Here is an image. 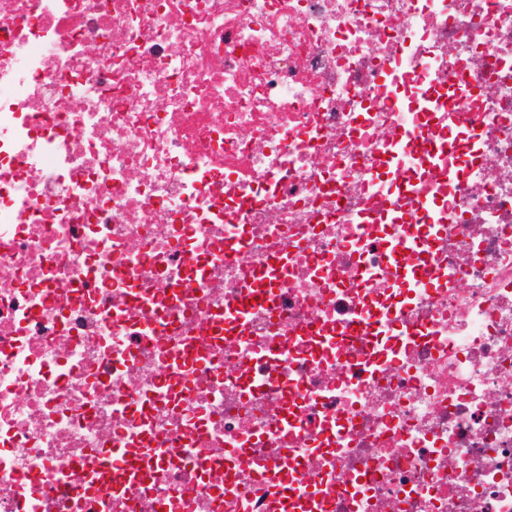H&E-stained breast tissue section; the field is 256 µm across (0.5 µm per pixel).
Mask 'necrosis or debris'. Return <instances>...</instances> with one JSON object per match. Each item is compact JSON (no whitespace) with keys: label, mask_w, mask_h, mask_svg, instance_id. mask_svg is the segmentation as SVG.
Segmentation results:
<instances>
[{"label":"necrosis or debris","mask_w":512,"mask_h":512,"mask_svg":"<svg viewBox=\"0 0 512 512\" xmlns=\"http://www.w3.org/2000/svg\"><path fill=\"white\" fill-rule=\"evenodd\" d=\"M0 512H512V0H0Z\"/></svg>","instance_id":"1"}]
</instances>
